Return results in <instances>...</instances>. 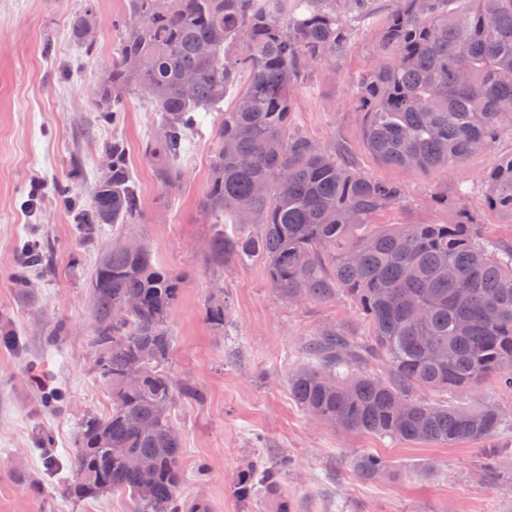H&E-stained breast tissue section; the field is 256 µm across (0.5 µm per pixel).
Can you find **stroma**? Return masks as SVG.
I'll use <instances>...</instances> for the list:
<instances>
[{
  "label": "stroma",
  "instance_id": "stroma-1",
  "mask_svg": "<svg viewBox=\"0 0 512 512\" xmlns=\"http://www.w3.org/2000/svg\"><path fill=\"white\" fill-rule=\"evenodd\" d=\"M92 10L95 46L73 41L67 17ZM127 0H0V512H132L127 494L75 500L60 486L86 415L110 411L109 391L96 377L90 274L118 238L140 239L183 287L169 321L172 371L200 394L180 403L184 499L206 500L211 512H512V429L494 439L497 467L483 444H405L345 434L308 417L288 391V375L302 361V341L327 324L361 325L355 303L294 306L273 293L261 260L215 266L203 256L214 230L201 208L213 155V120L192 131L182 156L186 177L165 190L145 154L156 115L143 98L129 99L117 123L97 117L94 88L122 34L113 17ZM379 59L375 30L357 31L331 71L316 70L294 99L296 129L322 146L346 142L357 168L406 189L403 202L379 213V224H445L451 207L464 210L486 236L512 239V214L490 208L483 175L512 157V134L491 151L468 157L448 173L380 165L363 138L364 114L354 88ZM124 141L141 197L131 224H99L84 231L60 202L68 193L88 202L107 171L103 143ZM447 205H439L438 197ZM52 247L50 269L28 271L14 284L24 245ZM228 295L229 324L216 331L204 319L215 283ZM52 441L39 447V433ZM364 454L389 460L395 477H360ZM288 456L292 467L274 493L242 501L239 473ZM204 477H197L198 465Z\"/></svg>",
  "mask_w": 512,
  "mask_h": 512
}]
</instances>
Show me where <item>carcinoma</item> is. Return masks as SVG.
<instances>
[{
	"mask_svg": "<svg viewBox=\"0 0 512 512\" xmlns=\"http://www.w3.org/2000/svg\"><path fill=\"white\" fill-rule=\"evenodd\" d=\"M378 0H129V18L95 89L98 118L117 120L127 97L150 89L159 115L146 147L159 180L183 178L180 160L200 113H219L211 176L202 203L218 229L205 257L213 264L257 258L274 294L290 303L349 299L369 333L338 325L303 341V361L288 384L310 417L352 434L414 444L489 442L504 411L425 400L418 391L473 388L488 378L512 391V242L478 234L459 212L447 224H374L406 196L398 181L364 174L336 144L324 148L292 123L293 94L351 43L354 24L370 25ZM70 36L90 48L91 10L67 20ZM382 61L362 75L357 104L370 153L393 169L443 173L491 150L512 131V0H391L378 22ZM246 85H239L242 73ZM108 172L88 203L65 202L77 223L131 224L141 202L123 143L103 146ZM487 199L512 214V158L487 175ZM226 224L244 229L228 232ZM46 256L33 247L19 259L15 283ZM181 278L147 247L121 240L90 278L95 368L111 389L112 409L79 427L63 494L95 499L121 490L141 512H209L180 497L186 471L173 429L180 399L196 391L169 369L170 311ZM227 300L210 296L205 319L224 330ZM139 374L130 387L126 379ZM283 456L238 478L249 497L277 490ZM373 479L394 466L374 454L354 463Z\"/></svg>",
	"mask_w": 512,
	"mask_h": 512,
	"instance_id": "carcinoma-1",
	"label": "carcinoma"
}]
</instances>
